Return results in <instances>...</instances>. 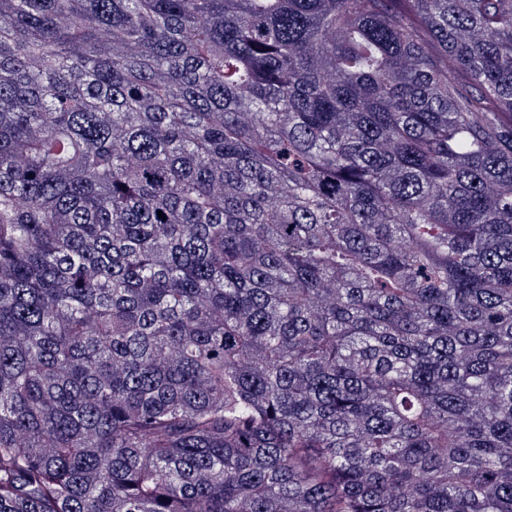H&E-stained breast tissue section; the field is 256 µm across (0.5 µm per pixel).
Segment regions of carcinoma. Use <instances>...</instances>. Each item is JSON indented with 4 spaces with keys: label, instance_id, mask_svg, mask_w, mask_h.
<instances>
[{
    "label": "carcinoma",
    "instance_id": "cac0c4a2",
    "mask_svg": "<svg viewBox=\"0 0 512 512\" xmlns=\"http://www.w3.org/2000/svg\"><path fill=\"white\" fill-rule=\"evenodd\" d=\"M0 512H512V0H0Z\"/></svg>",
    "mask_w": 512,
    "mask_h": 512
}]
</instances>
